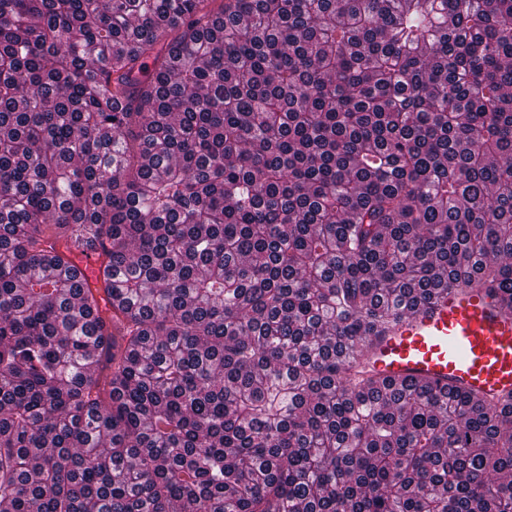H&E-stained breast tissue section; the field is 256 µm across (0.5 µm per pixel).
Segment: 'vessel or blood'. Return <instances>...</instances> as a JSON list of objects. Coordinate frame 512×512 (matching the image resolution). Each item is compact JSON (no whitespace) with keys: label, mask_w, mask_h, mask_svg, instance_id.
Returning a JSON list of instances; mask_svg holds the SVG:
<instances>
[{"label":"vessel or blood","mask_w":512,"mask_h":512,"mask_svg":"<svg viewBox=\"0 0 512 512\" xmlns=\"http://www.w3.org/2000/svg\"><path fill=\"white\" fill-rule=\"evenodd\" d=\"M103 247L75 249L72 266L89 288H103ZM362 368L400 382L429 378L486 400L512 392V313L483 286L452 288L410 312L374 340Z\"/></svg>","instance_id":"1"}]
</instances>
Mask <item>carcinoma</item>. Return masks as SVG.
Listing matches in <instances>:
<instances>
[{
    "label": "carcinoma",
    "instance_id": "cac0c4a2",
    "mask_svg": "<svg viewBox=\"0 0 512 512\" xmlns=\"http://www.w3.org/2000/svg\"><path fill=\"white\" fill-rule=\"evenodd\" d=\"M473 283L512 0H0V512H512V394L353 371ZM72 266L77 271L78 278L83 281L89 288L99 289L104 296L107 294L104 290L106 285L101 277V269L106 261L103 247L98 244L94 250L89 249H73Z\"/></svg>",
    "mask_w": 512,
    "mask_h": 512
}]
</instances>
